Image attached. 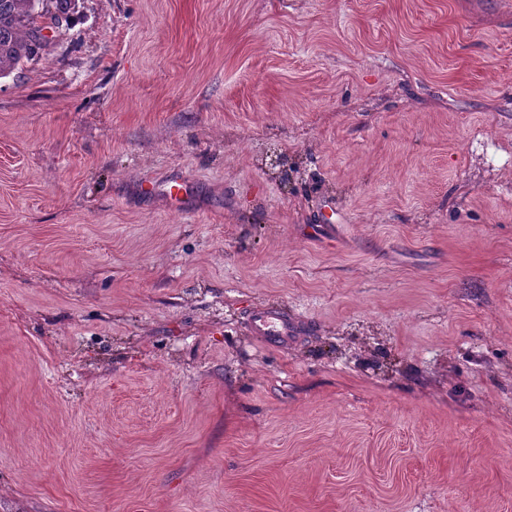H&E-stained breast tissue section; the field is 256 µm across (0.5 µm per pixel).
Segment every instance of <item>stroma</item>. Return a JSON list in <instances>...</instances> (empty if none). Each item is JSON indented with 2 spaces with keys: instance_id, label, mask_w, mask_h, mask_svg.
<instances>
[{
  "instance_id": "stroma-1",
  "label": "stroma",
  "mask_w": 512,
  "mask_h": 512,
  "mask_svg": "<svg viewBox=\"0 0 512 512\" xmlns=\"http://www.w3.org/2000/svg\"><path fill=\"white\" fill-rule=\"evenodd\" d=\"M46 35L0 79V512H512V0ZM249 325L253 335L269 347L288 345L291 337L298 334V325L280 307L257 309L252 314Z\"/></svg>"
}]
</instances>
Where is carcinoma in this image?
<instances>
[{
    "label": "carcinoma",
    "mask_w": 512,
    "mask_h": 512,
    "mask_svg": "<svg viewBox=\"0 0 512 512\" xmlns=\"http://www.w3.org/2000/svg\"><path fill=\"white\" fill-rule=\"evenodd\" d=\"M70 0H0V77L47 46L41 32L69 19Z\"/></svg>",
    "instance_id": "1"
}]
</instances>
